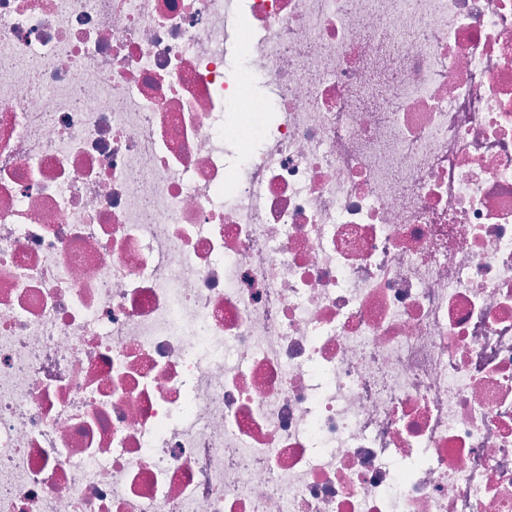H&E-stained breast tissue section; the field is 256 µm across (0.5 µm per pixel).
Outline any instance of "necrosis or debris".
Returning <instances> with one entry per match:
<instances>
[{"mask_svg": "<svg viewBox=\"0 0 512 512\" xmlns=\"http://www.w3.org/2000/svg\"><path fill=\"white\" fill-rule=\"evenodd\" d=\"M0 512H512V0H0Z\"/></svg>", "mask_w": 512, "mask_h": 512, "instance_id": "necrosis-or-debris-1", "label": "necrosis or debris"}]
</instances>
